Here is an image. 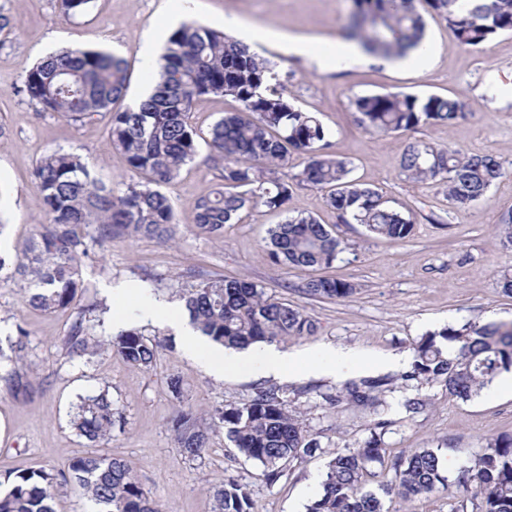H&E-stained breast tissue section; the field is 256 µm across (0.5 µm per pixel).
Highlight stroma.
<instances>
[{"instance_id":"stroma-1","label":"stroma","mask_w":512,"mask_h":512,"mask_svg":"<svg viewBox=\"0 0 512 512\" xmlns=\"http://www.w3.org/2000/svg\"><path fill=\"white\" fill-rule=\"evenodd\" d=\"M176 0H95L83 16L66 17L56 0H0L10 23L0 29V258L13 263L35 225L47 214L32 172L48 152L82 155L113 188L140 181L123 155L109 144L107 114L72 121L41 111L22 93L26 70L50 51L66 48L105 51L125 59L128 89L115 109L131 106L147 79L138 47L145 31L164 26ZM351 0H197L187 19L221 29L229 13L272 30L333 42L344 36ZM426 44L434 65L423 71H397L367 62L345 72L326 73L301 59L283 55L276 42L262 54L277 65L287 95L303 111L316 113L327 132L330 150L350 161L354 178L382 194L388 205L414 218L412 234L402 241L369 237L360 224H341L326 204L324 191L295 188L284 208L259 207L243 212L221 237L201 234L192 222L203 191L222 183V167L208 161L213 125L240 111L232 98L208 95L196 100L190 121L197 133L196 159L184 166L165 191L174 205L175 240L166 245L137 237L113 242L84 261L81 274L91 298L113 304L109 288L145 284L159 301L183 305V290L207 279L247 278L262 283L274 298L297 306L317 326L315 335L291 338L281 350L295 353L351 348L378 356L411 357L412 343L448 324L512 321V297L500 288L501 274L512 268V248L496 226L512 208V33H502L478 49L460 45L445 22L425 12ZM439 95L464 101L466 116L454 126L426 124L411 132L373 134L360 126L350 106L358 96L379 93ZM448 145L467 154H491L506 175L465 209L449 204L432 182H405L400 156L408 142ZM301 211L327 224L345 241V249L327 267L288 269L268 254V231ZM330 277L356 287L346 299H320L301 293L307 280ZM73 320L68 310L53 313L24 307L15 286L0 288V344L29 333L24 369L33 387L28 395L10 391L0 380V471L64 468L90 452L121 458L139 476L167 512H212L209 489L232 477L247 484L257 512H305L326 472L325 454L294 462L269 486L258 468L244 461L224 435H216L203 460L182 458L174 445L170 420L173 398L169 377L182 379L184 400L199 414L240 405L259 388L287 391L291 410L300 412L327 451L364 438L370 416L328 406L323 394L345 383L341 377L299 374L256 380L245 374L215 377L201 359L188 358L171 329L137 317L151 338H166L153 369L130 367L104 353L90 363L66 360L62 338ZM109 389L124 412V430L109 442L93 445L78 437L70 418L80 397ZM430 406L409 414L391 408L384 435L388 457L422 449H440L448 469L479 453L488 440L512 437V397L480 392L472 400L450 399L444 388H430Z\"/></svg>"}]
</instances>
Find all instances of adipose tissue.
<instances>
[{"label": "adipose tissue", "mask_w": 512, "mask_h": 512, "mask_svg": "<svg viewBox=\"0 0 512 512\" xmlns=\"http://www.w3.org/2000/svg\"><path fill=\"white\" fill-rule=\"evenodd\" d=\"M223 24L225 32L244 44H261L274 38L278 40L284 55L307 59L325 71H348L367 60L364 49L350 41L315 43L300 35L276 36L271 30L251 24L234 14L225 15ZM131 294L138 309L179 326L186 351L202 357L207 368L219 377L240 373L257 380L301 373L335 376L344 372L393 369L401 364L400 358L394 356L365 355L351 349H337L322 357L308 352L288 354L272 345L253 346L241 351L229 350L186 325L178 308L158 302L149 289L135 288Z\"/></svg>", "instance_id": "adipose-tissue-1"}]
</instances>
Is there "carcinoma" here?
I'll return each instance as SVG.
<instances>
[{"label":"carcinoma","mask_w":512,"mask_h":512,"mask_svg":"<svg viewBox=\"0 0 512 512\" xmlns=\"http://www.w3.org/2000/svg\"><path fill=\"white\" fill-rule=\"evenodd\" d=\"M93 0H59L70 17L85 14ZM417 0H354L349 37L372 54L401 55L422 45L426 22ZM446 22L463 46L479 48L502 32L512 31V0H424ZM163 64L151 96L136 107L109 113V140L134 172L147 182L116 191L104 183L79 155L54 151L41 157L34 178L48 222L36 225L28 247L6 268L0 258V285L18 286L25 306L43 312L73 310L62 339L71 361L89 360L107 352L128 365L148 371L164 347L132 326L116 333H95L104 306L81 302L89 284L80 273L95 249L123 238L149 237L168 244L174 239V209L161 187L170 184L197 155L196 132L189 112L206 95L229 96L242 105L211 130L210 159L224 162L223 184L198 198L192 223L210 236L239 221L242 211L264 206L280 209L293 188L314 187L327 192L326 203L343 224H362L374 238L404 240L414 219L386 205L377 190L350 176L349 162L328 151L319 119L298 108L272 83H280L276 65L224 32L186 22L167 43ZM126 62L102 51L74 49L55 54L28 69L22 91L44 112L80 121L101 114L125 95ZM357 121L371 133L413 131L421 125L451 126L464 116V103L453 97L383 93L350 102ZM400 173L412 182L432 181L448 200L466 208L504 175L492 154L468 155L451 147L423 141L408 143L399 160ZM267 247L273 263L283 267L330 265L343 250L342 241L312 215H291L270 228ZM302 291L310 296L344 299L355 293L345 280L317 278ZM191 324L226 347L311 336L315 324L303 311L267 295L265 288L244 278L203 280L184 289ZM410 370L401 385L379 379L350 382L322 399L334 407L346 401L366 407L377 417L368 435L344 450L328 453L320 492L306 512H387L384 498L412 501L452 488L475 512H512V438L488 442L483 452L450 476L439 449L422 448L392 462L396 482L378 494L367 488L371 468L384 465L382 415L392 408L385 393L409 387L416 396L398 401L415 413L425 406L422 389L434 384L448 397L468 401L503 371L512 370V321L484 325H446L422 336L412 347ZM21 357L0 350V364H10L4 377L16 394L31 382L19 368ZM175 400L172 419L175 447L189 461L203 459L213 436L222 431L237 454L261 470L272 486L291 463L325 453L288 400L259 389L248 402L217 409L202 418L184 404L180 378L168 379ZM120 409L106 389L85 396L76 405L71 425L76 435L92 443L109 441L116 426H124ZM0 512H54L59 490L72 485L94 506V512H162L161 504L144 490L124 460L97 453L76 457L68 469L36 468L0 473ZM213 512H256L246 485L234 478L210 490Z\"/></svg>","instance_id":"cac0c4a2"}]
</instances>
